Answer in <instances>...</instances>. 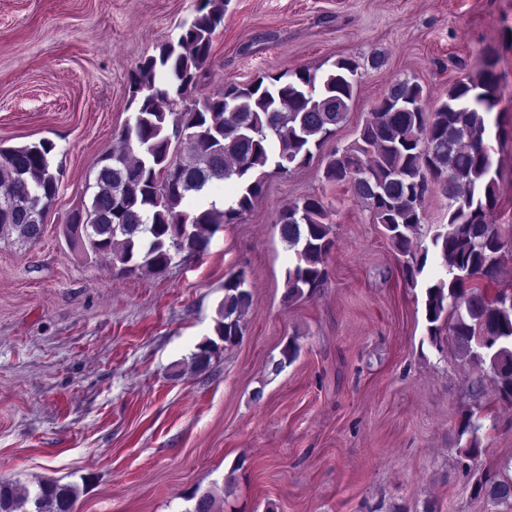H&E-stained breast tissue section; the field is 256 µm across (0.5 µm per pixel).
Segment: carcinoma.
<instances>
[{
	"label": "carcinoma",
	"mask_w": 512,
	"mask_h": 512,
	"mask_svg": "<svg viewBox=\"0 0 512 512\" xmlns=\"http://www.w3.org/2000/svg\"><path fill=\"white\" fill-rule=\"evenodd\" d=\"M224 22V0H204L197 14L180 25L176 45H163L139 63L130 78L133 121L120 140L123 159L108 154L96 171L86 224H67L73 248L112 257L116 273L166 270L174 256L202 253L214 231L251 211L262 194L266 168L280 173L304 167L323 155V178L348 185L387 232L404 258L406 284L417 286L428 254L440 260L444 274L427 285L424 309L430 341L441 343L448 329L457 362L466 368L489 364L492 391L512 401V302L505 291L490 295L505 258L512 257V236L489 221L498 201L494 159L485 137L498 105L495 63L474 76L454 81L433 110L424 105L423 87L397 79L377 102L372 118L349 145L332 141L349 111L358 65L342 58L322 75L300 68L290 75L260 78L249 84L196 96L201 72L210 62L212 36ZM186 130V144L172 145L171 129ZM53 144L0 146V241L32 242L41 237L55 202L59 176L52 168ZM230 181L238 193L219 205L189 206L187 201ZM448 199V223L435 227L431 246L419 240L422 203L429 185ZM323 201L306 197L281 210L276 224L293 251L286 273L284 301L293 304L322 287L328 277L326 257L334 246ZM252 305L244 273L224 281V300L207 340L190 357L207 369L219 349L238 345ZM485 336L494 340L478 347ZM289 340L273 362L278 374L298 357ZM482 424L466 415L458 439L472 473L473 491L490 502L512 508V476L471 471L467 461L480 449ZM70 485L43 482L34 494H21L0 482V512H74Z\"/></svg>",
	"instance_id": "cac0c4a2"
}]
</instances>
